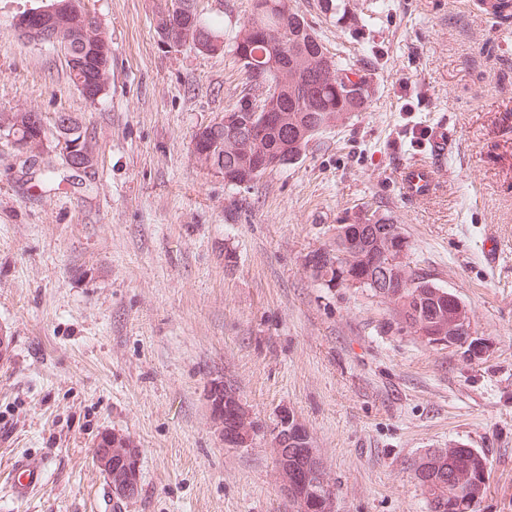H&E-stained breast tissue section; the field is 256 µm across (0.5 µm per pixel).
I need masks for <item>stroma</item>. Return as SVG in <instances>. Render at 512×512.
<instances>
[{
	"label": "stroma",
	"mask_w": 512,
	"mask_h": 512,
	"mask_svg": "<svg viewBox=\"0 0 512 512\" xmlns=\"http://www.w3.org/2000/svg\"><path fill=\"white\" fill-rule=\"evenodd\" d=\"M47 0H0V111L79 118L96 156L74 172L56 136L24 174L0 139V512H114L92 462L105 432L140 450L121 512H288L271 450L281 410L305 425L336 512H429L414 464L481 451L477 512H512V18L481 0H288L329 54L369 74L367 111L299 161L230 188L196 163L195 131L233 108L240 61L170 47L157 0H84L112 46L105 95L86 101L60 50L20 40ZM232 38L250 0H197ZM448 128L444 157L422 141ZM432 163L436 194L408 200L398 171ZM371 209L411 243L413 268L470 311L479 355L431 345L369 288L306 266ZM496 246L488 261L484 246ZM223 376L257 431L226 447L207 389ZM47 458L27 501L5 490L15 456Z\"/></svg>",
	"instance_id": "obj_1"
}]
</instances>
